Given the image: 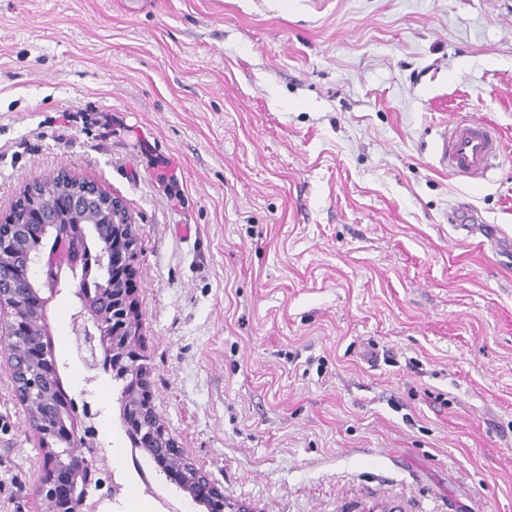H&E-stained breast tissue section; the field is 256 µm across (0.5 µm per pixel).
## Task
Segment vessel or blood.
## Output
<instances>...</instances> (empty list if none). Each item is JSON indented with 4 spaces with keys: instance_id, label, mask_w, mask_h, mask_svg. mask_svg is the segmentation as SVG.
I'll use <instances>...</instances> for the list:
<instances>
[{
    "instance_id": "vessel-or-blood-1",
    "label": "vessel or blood",
    "mask_w": 512,
    "mask_h": 512,
    "mask_svg": "<svg viewBox=\"0 0 512 512\" xmlns=\"http://www.w3.org/2000/svg\"><path fill=\"white\" fill-rule=\"evenodd\" d=\"M501 155L496 128L481 119L467 118L445 130L438 145V162L451 174L471 179L487 177Z\"/></svg>"
}]
</instances>
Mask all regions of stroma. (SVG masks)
I'll list each match as a JSON object with an SVG mask.
<instances>
[{
	"label": "stroma",
	"instance_id": "obj_1",
	"mask_svg": "<svg viewBox=\"0 0 512 512\" xmlns=\"http://www.w3.org/2000/svg\"><path fill=\"white\" fill-rule=\"evenodd\" d=\"M0 0V216L67 169L134 218L157 419L252 512H512V0ZM107 114L102 136L93 117ZM491 122L501 165L437 135ZM45 315L67 397L122 461L103 512H206L132 449L121 383ZM40 441L0 358V512H46ZM501 156L496 128L479 118L462 119L445 130L438 145V163L457 176L484 179Z\"/></svg>",
	"mask_w": 512,
	"mask_h": 512
}]
</instances>
